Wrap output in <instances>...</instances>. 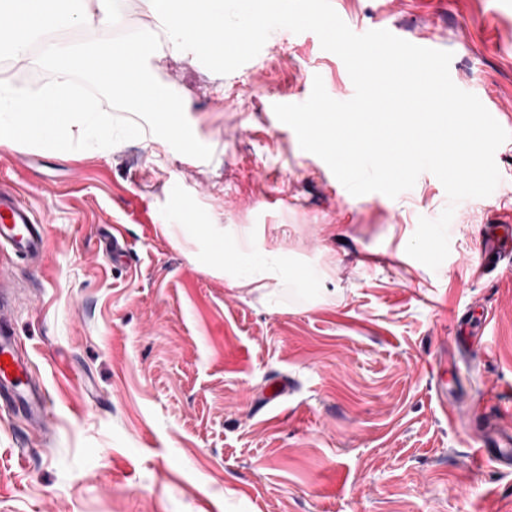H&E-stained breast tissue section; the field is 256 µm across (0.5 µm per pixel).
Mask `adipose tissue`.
I'll list each match as a JSON object with an SVG mask.
<instances>
[{"instance_id": "ef3b65f1", "label": "adipose tissue", "mask_w": 512, "mask_h": 512, "mask_svg": "<svg viewBox=\"0 0 512 512\" xmlns=\"http://www.w3.org/2000/svg\"><path fill=\"white\" fill-rule=\"evenodd\" d=\"M225 264V272L235 286L264 289L268 279L284 269V259L279 250L257 248L252 242L235 243Z\"/></svg>"}]
</instances>
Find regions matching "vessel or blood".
<instances>
[{
    "mask_svg": "<svg viewBox=\"0 0 512 512\" xmlns=\"http://www.w3.org/2000/svg\"><path fill=\"white\" fill-rule=\"evenodd\" d=\"M9 245L14 254L29 256L45 248L44 225L21 200L16 191L0 189V245ZM512 256V226L498 225L485 238L475 263L479 274L494 270L499 260ZM0 396L22 407L34 426H42L46 398L32 381L26 354L17 348L12 327L11 306L0 293ZM476 457L482 462L512 466V433L491 424L476 439Z\"/></svg>",
    "mask_w": 512,
    "mask_h": 512,
    "instance_id": "vessel-or-blood-1",
    "label": "vessel or blood"
}]
</instances>
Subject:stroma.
<instances>
[{
	"instance_id": "1",
	"label": "stroma",
	"mask_w": 512,
	"mask_h": 512,
	"mask_svg": "<svg viewBox=\"0 0 512 512\" xmlns=\"http://www.w3.org/2000/svg\"><path fill=\"white\" fill-rule=\"evenodd\" d=\"M355 33L386 27L452 52L456 85L495 97L512 132V11L502 0H331ZM148 66L189 97L211 160L144 133L60 152L0 143V187L42 217L34 260L0 257L17 346L44 388V426L0 407V512H512V468L478 462L473 402H512V262L474 278L488 225L512 221V139L494 197L461 201L450 253H406L419 217L448 204L422 173L397 198L344 191L276 121L308 77L351 88L311 32L275 30L227 75L160 46ZM121 227L130 250L106 247ZM281 250L270 291L233 286L216 240ZM324 270L323 282L298 274ZM489 322L448 366L464 387L437 409L431 364L455 345V311ZM288 381L274 404L273 380Z\"/></svg>"
}]
</instances>
